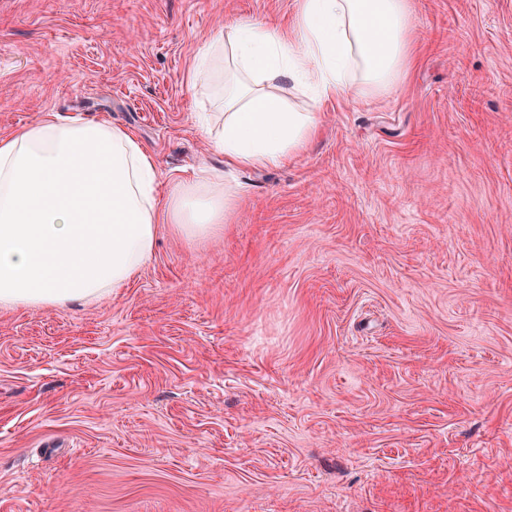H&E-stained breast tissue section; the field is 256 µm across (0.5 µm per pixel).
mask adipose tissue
I'll list each match as a JSON object with an SVG mask.
<instances>
[{"mask_svg": "<svg viewBox=\"0 0 512 512\" xmlns=\"http://www.w3.org/2000/svg\"><path fill=\"white\" fill-rule=\"evenodd\" d=\"M409 0H299L289 28L238 21L210 39L223 65L214 148L235 169L301 154L316 104L394 91L413 60ZM312 105H287L286 94ZM228 183L185 180L160 196L155 160L127 129L51 116L0 136V309L91 302L151 259L157 227L201 241L237 199Z\"/></svg>", "mask_w": 512, "mask_h": 512, "instance_id": "adipose-tissue-1", "label": "adipose tissue"}]
</instances>
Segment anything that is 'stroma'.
<instances>
[{
	"mask_svg": "<svg viewBox=\"0 0 512 512\" xmlns=\"http://www.w3.org/2000/svg\"><path fill=\"white\" fill-rule=\"evenodd\" d=\"M387 95L160 227L89 304L0 309V512H512V0H411ZM296 0H0V134L128 128L212 179L214 30Z\"/></svg>",
	"mask_w": 512,
	"mask_h": 512,
	"instance_id": "35a3bbf8",
	"label": "stroma"
}]
</instances>
